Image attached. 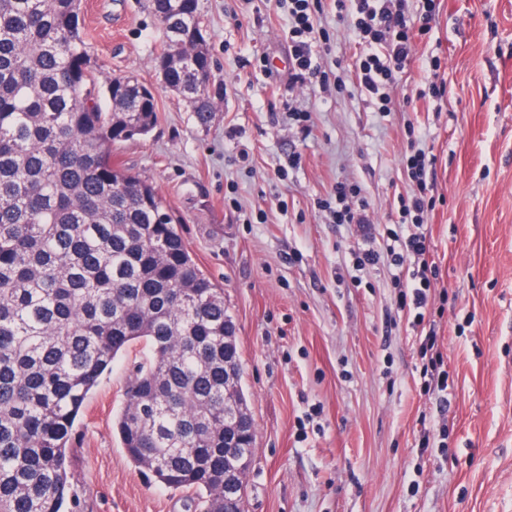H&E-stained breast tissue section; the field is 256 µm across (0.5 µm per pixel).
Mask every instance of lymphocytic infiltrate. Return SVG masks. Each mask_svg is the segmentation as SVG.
Returning a JSON list of instances; mask_svg holds the SVG:
<instances>
[{
	"label": "lymphocytic infiltrate",
	"instance_id": "f902f5d3",
	"mask_svg": "<svg viewBox=\"0 0 512 512\" xmlns=\"http://www.w3.org/2000/svg\"><path fill=\"white\" fill-rule=\"evenodd\" d=\"M288 7V37L291 41L292 82L303 81L305 76L316 74L312 61L311 45L316 38L315 12L318 0H276ZM404 0H335L340 17L350 20L354 32L362 39L367 51L356 70V83L378 104L383 113L396 107L394 87L397 75L409 59L416 37L425 35L424 27L415 25L402 8ZM403 170L411 183V190L398 199L402 221L407 224L404 235L394 236L384 252L366 250L359 259L360 265H377L381 258H388L395 269L396 278H403L407 259L418 261L417 280L399 295V307L412 315L416 326L425 327L419 337L421 357L420 375L426 388L440 392L448 389V372L440 351V338L435 327L426 324V309L431 288L437 281V268L429 264L426 254L427 218L435 208L429 194L428 175L433 160L424 149L408 144L402 160ZM360 191L353 184L336 182L332 200L322 201L337 224H358L365 207Z\"/></svg>",
	"mask_w": 512,
	"mask_h": 512
}]
</instances>
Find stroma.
<instances>
[{
  "label": "stroma",
  "mask_w": 512,
  "mask_h": 512,
  "mask_svg": "<svg viewBox=\"0 0 512 512\" xmlns=\"http://www.w3.org/2000/svg\"><path fill=\"white\" fill-rule=\"evenodd\" d=\"M220 87L208 126L157 76L166 41L146 0H82L99 82L132 74L157 121L114 161L149 180L192 258L224 290L256 430L245 512H512V0H437L399 75L408 103L382 113L352 82L365 50L332 0L315 61L330 76L289 86L288 11L274 0H199ZM441 98H421L432 85ZM311 115L304 134L293 110ZM435 165L428 318L441 338L447 404L424 394L417 331L388 263L357 265L397 228L409 189L406 132ZM357 184L364 221L319 200ZM132 345L85 402L69 476L80 512H188V491L149 481L113 420ZM445 444L421 452L423 433Z\"/></svg>",
  "instance_id": "1"
}]
</instances>
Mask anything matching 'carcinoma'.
I'll return each instance as SVG.
<instances>
[{"mask_svg": "<svg viewBox=\"0 0 512 512\" xmlns=\"http://www.w3.org/2000/svg\"><path fill=\"white\" fill-rule=\"evenodd\" d=\"M199 0H151L168 48L154 58L199 125L215 112ZM81 0H0V512H77L68 449L86 399L114 359L142 342L115 426L130 462L162 487L224 503V333L236 323L192 259L154 186L112 162L149 132L140 82L100 85L80 31ZM230 366L256 431L239 354Z\"/></svg>", "mask_w": 512, "mask_h": 512, "instance_id": "obj_1", "label": "carcinoma"}]
</instances>
